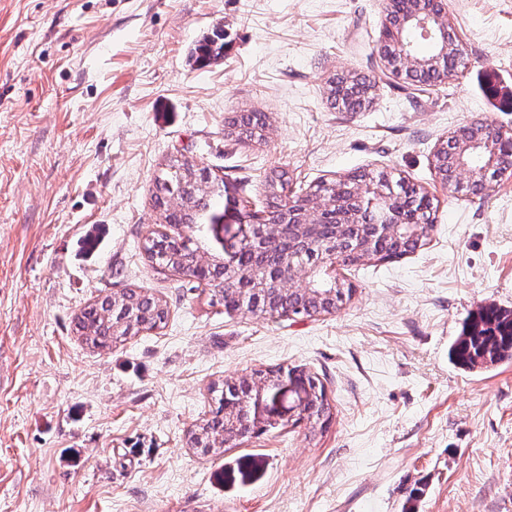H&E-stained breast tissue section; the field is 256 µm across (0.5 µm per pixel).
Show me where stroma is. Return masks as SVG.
<instances>
[{
	"label": "stroma",
	"instance_id": "stroma-1",
	"mask_svg": "<svg viewBox=\"0 0 512 512\" xmlns=\"http://www.w3.org/2000/svg\"><path fill=\"white\" fill-rule=\"evenodd\" d=\"M385 3L0 0V512H512V359L451 358L473 313L512 310V172L475 197L433 166L460 126L512 132V0H446L464 65L423 90L383 73ZM218 29L223 59L194 62ZM344 75L373 83L364 110L328 103ZM244 112L266 118L246 143L224 132ZM176 158L223 178L228 224L276 173L306 191L384 171L430 194L433 227L338 267L335 313L228 314L142 248ZM123 288L167 323L94 351L73 319ZM278 368L323 383L327 429L287 391L276 429L188 447L212 384Z\"/></svg>",
	"mask_w": 512,
	"mask_h": 512
}]
</instances>
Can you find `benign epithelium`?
<instances>
[{
    "label": "benign epithelium",
    "mask_w": 512,
    "mask_h": 512,
    "mask_svg": "<svg viewBox=\"0 0 512 512\" xmlns=\"http://www.w3.org/2000/svg\"><path fill=\"white\" fill-rule=\"evenodd\" d=\"M416 32L436 46L433 56L419 59L407 34ZM459 49L456 36L451 32L445 0H404L396 18L387 23L380 50L385 70L418 86H430L448 80L444 71L448 50ZM466 125L452 135L453 147L443 142L434 154V166L444 187L453 192L464 190L468 194H484L492 181L503 175L506 167L499 152L498 136L491 130L469 134ZM478 150L485 158L481 167H473L465 157ZM397 184L390 177L379 180L367 178L353 183L350 195L323 203L311 190L298 204L288 203L279 209V219L270 221L265 216L250 212L239 219L240 247L230 257L206 255L204 260L216 259L224 273L239 272L240 251L252 250L254 266L249 271L251 291L249 302L240 306V312L250 314L266 310L273 305L274 297L281 295L299 299L333 296L343 287L336 277V267L349 253L362 260H377L378 243L394 239L399 245L411 246L427 235L430 220L420 213L408 214L397 208ZM295 228L298 241L303 245L320 235L324 226H336L340 244L322 248L313 263L274 268L267 262L268 248L282 236L283 226ZM297 372L283 369L266 376L256 384L247 397L240 399L247 418L259 427H275L280 416L267 403L270 394L278 393L286 379H294Z\"/></svg>",
    "instance_id": "7a95c632"
}]
</instances>
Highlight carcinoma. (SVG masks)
Listing matches in <instances>:
<instances>
[{
  "instance_id": "obj_1",
  "label": "carcinoma",
  "mask_w": 512,
  "mask_h": 512,
  "mask_svg": "<svg viewBox=\"0 0 512 512\" xmlns=\"http://www.w3.org/2000/svg\"><path fill=\"white\" fill-rule=\"evenodd\" d=\"M199 62L217 60L224 56V38L216 33L200 41L192 51ZM372 85L357 79L345 85L335 83L330 88L331 99L349 104L357 111L369 102ZM215 174L206 166L188 160H176L163 168L154 179L151 201L165 224H204L217 218L215 210L223 194L215 189ZM292 229L284 227L281 242L271 247L268 262L280 265L285 261L297 263L309 254H298L291 246ZM148 259L160 266L177 270L195 280H205L209 288L210 303L224 307L227 312L237 310L241 300V280L224 274V268L215 262L199 267V246L192 238L173 245L155 236L144 242ZM277 313L293 312L298 317H309L307 304L299 299L275 301ZM169 315L167 302L142 288H124L119 292L99 297L74 318V332L93 349L107 351L119 342L138 335L144 330L159 329L166 325ZM456 361L466 367L494 365L512 357V312L495 305L480 308L469 320L454 343ZM317 387L318 397L310 408L314 422L325 427L332 418L331 406L324 400V386ZM216 407L187 433V445L203 456H217L224 452V428L230 422L224 413V384H213Z\"/></svg>"
}]
</instances>
